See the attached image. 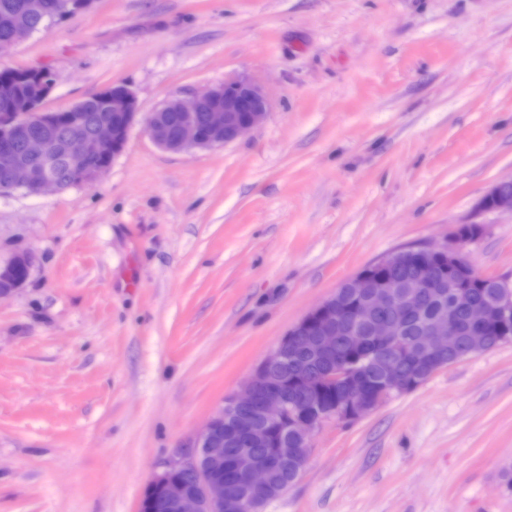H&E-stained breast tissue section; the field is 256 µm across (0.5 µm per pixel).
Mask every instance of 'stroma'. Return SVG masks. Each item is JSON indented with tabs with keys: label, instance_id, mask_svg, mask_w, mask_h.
I'll list each match as a JSON object with an SVG mask.
<instances>
[{
	"label": "stroma",
	"instance_id": "35a3bbf8",
	"mask_svg": "<svg viewBox=\"0 0 512 512\" xmlns=\"http://www.w3.org/2000/svg\"><path fill=\"white\" fill-rule=\"evenodd\" d=\"M43 107L112 85L142 112L225 79L265 122L175 154L144 124L95 183L0 193V512H139L287 331L388 255L446 244L512 277V0H94L0 53ZM512 341L315 433L264 512H512ZM483 210L512 212V179L494 184L480 202ZM32 262L28 255H17L0 264V298L13 293L29 277Z\"/></svg>",
	"mask_w": 512,
	"mask_h": 512
}]
</instances>
